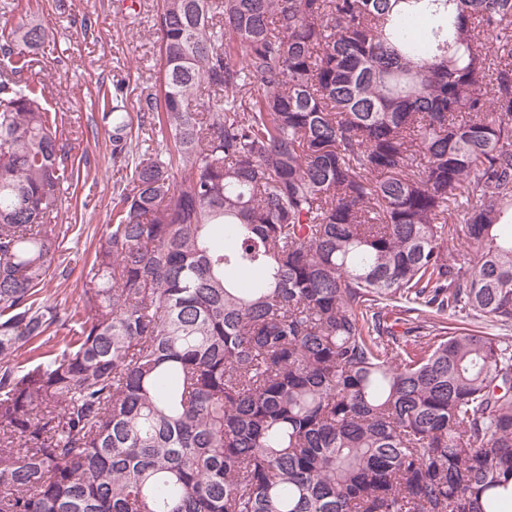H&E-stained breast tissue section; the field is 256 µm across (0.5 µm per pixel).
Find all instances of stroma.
Wrapping results in <instances>:
<instances>
[{
    "label": "stroma",
    "instance_id": "obj_1",
    "mask_svg": "<svg viewBox=\"0 0 512 512\" xmlns=\"http://www.w3.org/2000/svg\"><path fill=\"white\" fill-rule=\"evenodd\" d=\"M28 19L54 28L55 37L35 51L28 80L43 84L50 109L62 124L68 159L81 178L57 218L64 245L92 257L110 222L112 198L125 185L112 158L109 127L97 107L100 90L120 92L129 112L156 90L158 44L149 19L160 0H23ZM142 21L130 22L131 11ZM85 275L73 263L55 273L43 295L61 309H74Z\"/></svg>",
    "mask_w": 512,
    "mask_h": 512
}]
</instances>
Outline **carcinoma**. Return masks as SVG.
Instances as JSON below:
<instances>
[{
	"mask_svg": "<svg viewBox=\"0 0 512 512\" xmlns=\"http://www.w3.org/2000/svg\"><path fill=\"white\" fill-rule=\"evenodd\" d=\"M152 30L62 318L77 175L20 85L54 33L0 27V512H500L512 344L440 317L512 324V0H162Z\"/></svg>",
	"mask_w": 512,
	"mask_h": 512,
	"instance_id": "cac0c4a2",
	"label": "carcinoma"
}]
</instances>
